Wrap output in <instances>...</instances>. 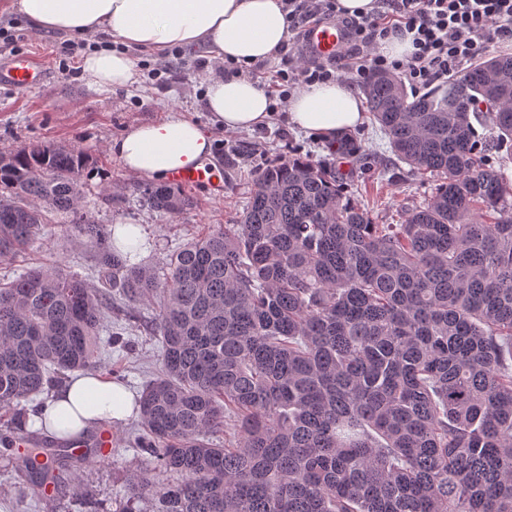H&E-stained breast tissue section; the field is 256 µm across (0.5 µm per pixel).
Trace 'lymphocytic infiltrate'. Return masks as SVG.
I'll list each match as a JSON object with an SVG mask.
<instances>
[{"instance_id":"obj_1","label":"lymphocytic infiltrate","mask_w":512,"mask_h":512,"mask_svg":"<svg viewBox=\"0 0 512 512\" xmlns=\"http://www.w3.org/2000/svg\"><path fill=\"white\" fill-rule=\"evenodd\" d=\"M289 33L300 39L318 20H343L352 32V47L324 63L284 54V69L271 111H285L291 91L300 83L347 81L362 85L374 72L402 76L414 90L459 79L469 64L496 44L512 42V0H374L369 13L342 17L337 0H283ZM408 39L412 50L392 59L380 47L391 36Z\"/></svg>"}]
</instances>
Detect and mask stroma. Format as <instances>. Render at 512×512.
I'll return each mask as SVG.
<instances>
[{
  "instance_id": "35a3bbf8",
  "label": "stroma",
  "mask_w": 512,
  "mask_h": 512,
  "mask_svg": "<svg viewBox=\"0 0 512 512\" xmlns=\"http://www.w3.org/2000/svg\"><path fill=\"white\" fill-rule=\"evenodd\" d=\"M68 44L80 56L92 40L33 31L12 0H0V63L25 53L41 60L49 71L47 84L35 92L0 87V152L43 141L74 146L88 154L92 164L83 179L84 203L98 223L143 225L151 241L141 259L143 266L161 269L167 255L200 234L203 226L226 223L242 211L255 172L279 160L288 146L300 147L316 159L328 155L324 142L299 132L284 112L275 113L267 125L255 130L232 132L212 126L204 93L215 69L207 46L132 50L138 83L100 89L88 85L79 64L62 68L63 48ZM154 68L166 70L164 82L149 78L148 73ZM174 113L209 128L213 140L210 160L227 189L219 199L206 188L190 189L193 208L162 217L140 197L144 180L124 170L110 144L131 126L161 121ZM357 135L363 150L358 156L347 158L345 167L350 170L367 163L373 172L356 182L349 196L355 205L369 212L375 223H400L407 209L430 195L433 183L412 173L396 158L374 120H366ZM254 143L260 144V154L247 152V145ZM39 263L61 265L88 285L98 283L94 249L72 235L62 216H55L42 239L24 257L9 264L0 262V280L14 278L23 268ZM123 337L129 340L130 347L112 351L111 363L122 369L126 386L138 393L160 369L159 343L142 330L124 331ZM136 423L132 417L111 424L117 443L108 462L82 468L58 489L48 506L28 496L12 461L0 456V512H126L131 505L124 491V476L128 470L143 466L144 460L134 449L123 447L120 440Z\"/></svg>"
}]
</instances>
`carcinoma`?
Listing matches in <instances>:
<instances>
[{
	"mask_svg": "<svg viewBox=\"0 0 512 512\" xmlns=\"http://www.w3.org/2000/svg\"><path fill=\"white\" fill-rule=\"evenodd\" d=\"M362 91L394 155L436 179L421 205L376 224L347 198L351 176L291 148L230 223L167 258L163 280L82 205L83 151L0 155V259L60 213L96 250L102 284L58 266L0 283L9 428L68 374L112 372V287L157 306L161 368L128 436L147 463L127 491L150 512H512V57L420 94L382 72ZM475 120L497 130V154ZM327 146L362 151L352 133ZM139 193L161 215L191 206L167 185ZM230 418L234 443L213 442ZM13 437L0 432V451L36 501L87 464L67 438Z\"/></svg>",
	"mask_w": 512,
	"mask_h": 512,
	"instance_id": "cac0c4a2",
	"label": "carcinoma"
}]
</instances>
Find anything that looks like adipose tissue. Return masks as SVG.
Masks as SVG:
<instances>
[{
  "mask_svg": "<svg viewBox=\"0 0 512 512\" xmlns=\"http://www.w3.org/2000/svg\"><path fill=\"white\" fill-rule=\"evenodd\" d=\"M33 30L101 36L81 69L90 85L127 87L139 74L129 51L207 44L216 63L243 66L271 58L286 40L288 16L281 0H15ZM205 104L212 120L229 131L265 125L269 101L255 80L242 75L211 78ZM289 121L305 134L331 140L363 125L361 99L339 83L302 86L289 102ZM128 174L162 179L196 165L212 152L209 133L183 117L139 124L111 144ZM134 394L91 372L56 388L42 421L50 430L80 438L99 423L136 412Z\"/></svg>",
  "mask_w": 512,
  "mask_h": 512,
  "instance_id": "adipose-tissue-1",
  "label": "adipose tissue"
}]
</instances>
